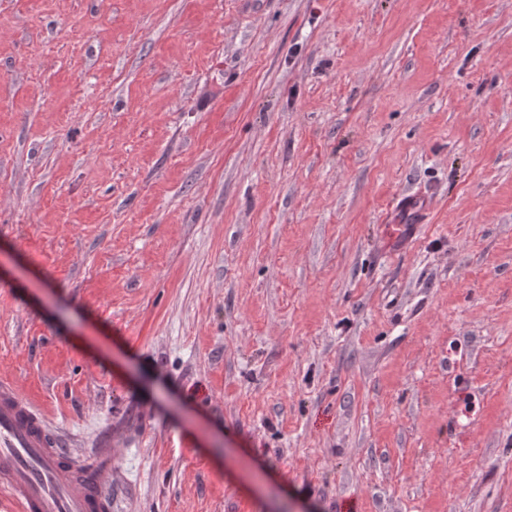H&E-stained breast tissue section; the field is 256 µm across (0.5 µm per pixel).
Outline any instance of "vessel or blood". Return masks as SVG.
<instances>
[{
    "label": "vessel or blood",
    "mask_w": 512,
    "mask_h": 512,
    "mask_svg": "<svg viewBox=\"0 0 512 512\" xmlns=\"http://www.w3.org/2000/svg\"><path fill=\"white\" fill-rule=\"evenodd\" d=\"M86 470L44 415L0 380V497L20 512H112V497L89 488Z\"/></svg>",
    "instance_id": "b4317fda"
}]
</instances>
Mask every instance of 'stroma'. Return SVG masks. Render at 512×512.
Returning <instances> with one entry per match:
<instances>
[{
    "mask_svg": "<svg viewBox=\"0 0 512 512\" xmlns=\"http://www.w3.org/2000/svg\"><path fill=\"white\" fill-rule=\"evenodd\" d=\"M0 376L116 512H512V0H0Z\"/></svg>",
    "mask_w": 512,
    "mask_h": 512,
    "instance_id": "obj_1",
    "label": "stroma"
}]
</instances>
